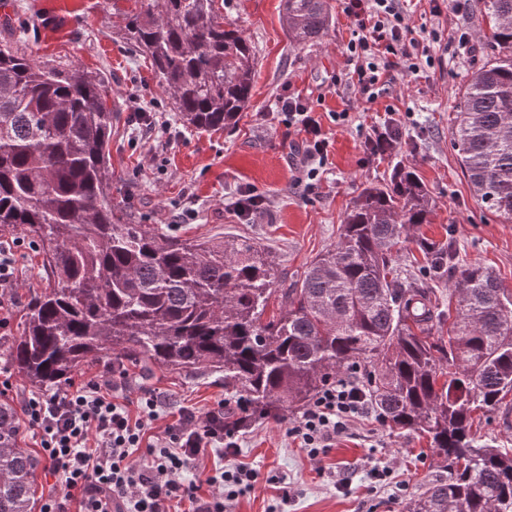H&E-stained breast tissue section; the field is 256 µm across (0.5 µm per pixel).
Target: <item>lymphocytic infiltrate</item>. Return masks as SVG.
Masks as SVG:
<instances>
[{
	"mask_svg": "<svg viewBox=\"0 0 512 512\" xmlns=\"http://www.w3.org/2000/svg\"><path fill=\"white\" fill-rule=\"evenodd\" d=\"M342 10L356 26L347 49L355 66L345 85L374 102L383 95L394 71L408 75L434 67L433 58L418 56L419 42L405 25L403 0H342ZM275 110L284 124L302 137L308 179L328 161L329 143L308 100L298 93L281 96ZM126 370H107L87 382L51 394L27 398L23 410L40 437L44 458L58 481L41 512H173L178 500H189L192 512H224V488H248L253 470L238 465L208 476L212 491L201 495L196 481L184 474L198 468L208 448L220 444L225 455L237 442L224 439V410L205 416L185 409L177 423L155 432L162 401L146 393L135 408L114 401L125 384ZM370 411L354 377L328 383L290 429L311 456L330 447L347 423Z\"/></svg>",
	"mask_w": 512,
	"mask_h": 512,
	"instance_id": "1",
	"label": "lymphocytic infiltrate"
}]
</instances>
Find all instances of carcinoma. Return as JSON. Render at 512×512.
<instances>
[{"instance_id":"cac0c4a2","label":"carcinoma","mask_w":512,"mask_h":512,"mask_svg":"<svg viewBox=\"0 0 512 512\" xmlns=\"http://www.w3.org/2000/svg\"><path fill=\"white\" fill-rule=\"evenodd\" d=\"M125 35L148 58L183 124L232 128L249 108L253 46L215 0H135ZM329 0H285L294 43L324 36ZM490 37L456 105L453 147L471 191L512 221V0H483ZM0 45V231L38 244L54 285L27 306L10 357L36 388L116 353L173 370L219 371L245 410L224 431L279 418L347 372L391 428L429 440L449 477L407 512H512V439L474 429L512 393V289L452 242L419 239L426 264L400 265L432 198L401 167L355 197L336 245L290 288L274 287L245 240L180 239L132 224L112 203L108 86L62 58L26 52L27 29ZM451 275L448 310L431 284ZM278 309L270 310L271 303ZM448 324V335L442 325ZM18 414L0 402V512H32L37 461L18 449Z\"/></svg>"}]
</instances>
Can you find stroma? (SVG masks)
<instances>
[{"label":"stroma","instance_id":"35a3bbf8","mask_svg":"<svg viewBox=\"0 0 512 512\" xmlns=\"http://www.w3.org/2000/svg\"><path fill=\"white\" fill-rule=\"evenodd\" d=\"M15 2L12 24L29 28V53L39 59L65 57L108 84L115 101L109 140L112 199L132 223L215 243L249 241L272 261L276 287L288 288L317 255L336 244L344 214L360 190L387 183L402 164L419 176L433 199L428 223L405 242L403 257H419V237L450 239L461 259L481 262L512 288V222L479 206L451 145L456 102L481 59L449 34L461 25L480 35L478 0H467L459 14L449 9L432 14L428 0L411 5L415 38L444 66L418 77L395 73L387 94L370 106L336 83L351 68L347 44L355 30L339 0H330L333 23L328 33L301 45L289 40L281 22L283 0H216L217 13L251 42L257 57L249 109L235 127L218 132L184 127L159 89L149 60L123 39L134 0H85L71 14L68 37L62 41L48 39L53 20L39 9V0ZM286 88L309 99L330 142L326 170L309 191L297 183L298 138L273 112ZM343 110L350 119L336 124L332 115ZM390 110L403 123L401 142L388 156L368 158L371 121ZM141 112L152 113L156 126L140 122ZM164 121L180 129V136L167 138L160 128ZM243 191L267 200L265 209L248 220L229 207ZM0 243L16 246L9 304L0 310L8 322L0 330V383H7L6 397L19 408L35 389L16 371L9 348L21 333L28 302L52 279L25 234L1 231ZM127 371V388L119 401L133 402L143 391H154L163 399L167 423L176 422L183 409L201 416L229 398L218 372L179 373L146 363L128 365ZM293 424L290 417L256 421L238 431L237 455L221 459L209 451L202 470L193 475L201 492H208L204 480L220 461L257 474L252 488L228 502L227 512H405L412 496L449 476L426 439L389 429L374 415L351 422L315 459L290 435ZM375 468L386 470L385 480L372 478ZM284 489L289 492L285 500L280 497Z\"/></svg>","mask_w":512,"mask_h":512}]
</instances>
